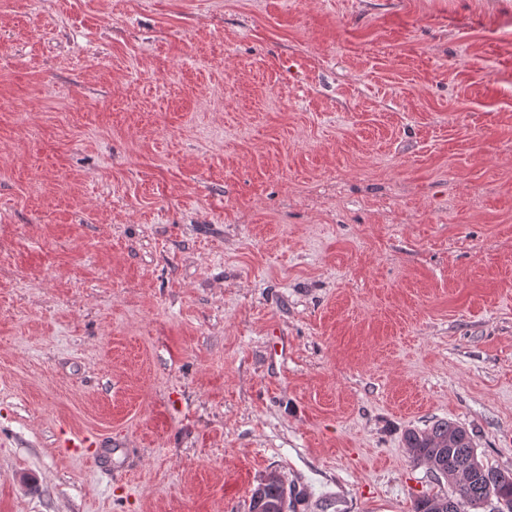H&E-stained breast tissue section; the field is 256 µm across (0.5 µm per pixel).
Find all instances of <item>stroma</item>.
Masks as SVG:
<instances>
[{
  "label": "stroma",
  "mask_w": 512,
  "mask_h": 512,
  "mask_svg": "<svg viewBox=\"0 0 512 512\" xmlns=\"http://www.w3.org/2000/svg\"><path fill=\"white\" fill-rule=\"evenodd\" d=\"M439 419L512 471V0H0V512H412ZM288 492L279 475L271 472L251 493L248 512H269L271 505L281 504Z\"/></svg>",
  "instance_id": "obj_1"
}]
</instances>
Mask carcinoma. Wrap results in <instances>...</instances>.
<instances>
[{"mask_svg": "<svg viewBox=\"0 0 512 512\" xmlns=\"http://www.w3.org/2000/svg\"><path fill=\"white\" fill-rule=\"evenodd\" d=\"M405 443L414 462L448 480V494L416 500L413 512H481L502 503L512 505V472L485 465L463 426L438 420L424 430H408ZM286 494L281 477L271 472L252 491L248 510L269 512Z\"/></svg>", "mask_w": 512, "mask_h": 512, "instance_id": "obj_1", "label": "carcinoma"}]
</instances>
